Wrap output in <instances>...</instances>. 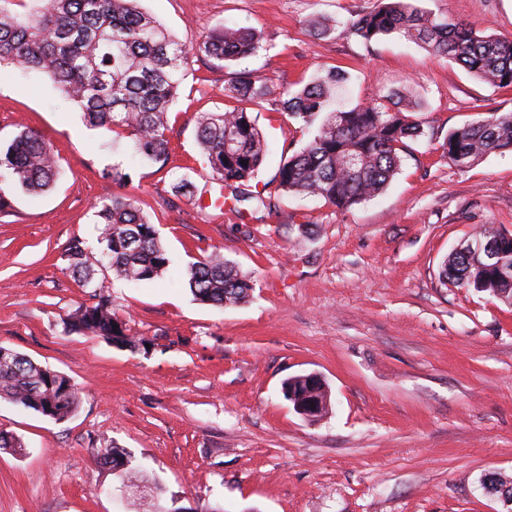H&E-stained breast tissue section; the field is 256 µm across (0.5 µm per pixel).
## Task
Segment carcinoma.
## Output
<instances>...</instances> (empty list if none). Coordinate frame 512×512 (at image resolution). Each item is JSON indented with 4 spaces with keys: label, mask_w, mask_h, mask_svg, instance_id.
Wrapping results in <instances>:
<instances>
[{
    "label": "carcinoma",
    "mask_w": 512,
    "mask_h": 512,
    "mask_svg": "<svg viewBox=\"0 0 512 512\" xmlns=\"http://www.w3.org/2000/svg\"><path fill=\"white\" fill-rule=\"evenodd\" d=\"M28 13L0 0V65L17 64L41 71L60 89L66 103L84 113L95 127H105L129 139L132 155L165 167L169 158L168 112L178 99L185 68L192 55H204L218 67L239 64L269 49L252 29L223 25L192 47L179 42L138 0H37ZM318 36L341 30L365 43L382 38L415 43L436 56L447 57L475 79L499 89L512 88V40L477 31L417 4V0H379L362 15L335 24L311 22ZM348 81L339 67L318 71L301 88L287 94L277 111L307 128L321 122L313 136L287 161L262 190L252 182L273 147L262 134L250 109L266 103V78L243 68L234 73L231 98L238 106L224 112H202L196 140L212 178L236 202L271 211L288 196H313L338 210H348L380 194L402 167L410 143L425 130L403 115L399 93L389 91L368 104L337 102ZM443 154L456 166L468 168L490 153L512 151V111H488V116L448 131ZM58 175L54 152L36 131L25 127L0 149V184L31 195L48 191ZM102 224L101 260L112 273L133 282L162 275L170 259L158 233L138 201L108 193L94 205ZM499 237L502 259L512 263V234L485 228L477 233ZM74 276L93 289L97 302L81 305L65 320L68 332L102 336L119 347H132L121 322L112 313L106 278L97 277L86 248L73 240L67 248ZM445 281L486 292L512 305V281L499 278L495 268L477 264L456 250L443 260ZM187 285L194 299L222 308L242 302L250 282L235 265L215 253L192 263ZM284 386L296 398L320 399L316 416L328 410L329 395L315 381L292 376ZM7 400L54 422L71 418L78 409L77 389L64 374L15 350L0 363V400ZM97 462L114 470L128 463L117 448H95Z\"/></svg>",
    "instance_id": "obj_1"
}]
</instances>
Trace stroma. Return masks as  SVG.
<instances>
[{
	"label": "stroma",
	"mask_w": 512,
	"mask_h": 512,
	"mask_svg": "<svg viewBox=\"0 0 512 512\" xmlns=\"http://www.w3.org/2000/svg\"><path fill=\"white\" fill-rule=\"evenodd\" d=\"M378 0H141L191 46L234 22L269 49L248 66L284 99L326 67L346 69L349 105L405 92L419 106L412 143L381 195L339 211L307 197L229 219L176 193L189 175L212 183L196 140L203 112L232 107L233 67L190 56L169 115L166 167L135 161L126 138L86 123L57 86L22 66L0 70V143L28 126L50 143L60 175L37 197L6 187L0 208V345L69 377L81 403L54 423L0 401V512H122L119 473L95 448H120L130 469L162 487L167 512H497L484 473L512 476V306L439 278L443 259L483 226L512 232V153L462 169L443 156L448 131L512 110V90L471 78L449 59L393 39L318 37L314 16L363 14ZM424 8L512 39V0H424ZM270 107L257 124L275 154L309 138ZM128 180L112 181L113 169ZM147 204L171 264L149 282L110 278L112 311L135 347L66 331L93 304L66 248L82 239L98 259L93 213L106 193ZM307 232H300V225ZM220 252L253 285L240 304L194 301L183 274ZM315 373L328 413L310 421L281 392Z\"/></svg>",
	"instance_id": "obj_1"
}]
</instances>
